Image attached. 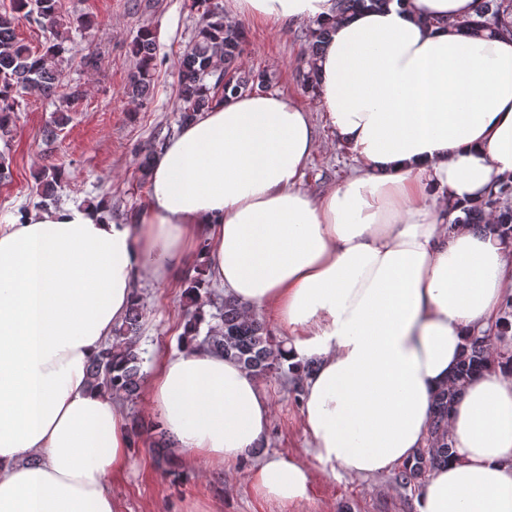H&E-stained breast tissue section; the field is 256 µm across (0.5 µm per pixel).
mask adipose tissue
Listing matches in <instances>:
<instances>
[{
	"label": "adipose tissue",
	"mask_w": 512,
	"mask_h": 512,
	"mask_svg": "<svg viewBox=\"0 0 512 512\" xmlns=\"http://www.w3.org/2000/svg\"><path fill=\"white\" fill-rule=\"evenodd\" d=\"M224 22L320 21L315 94L355 171L315 194L307 111L278 92L228 96L155 153L130 219L27 210L0 225V512H119L128 422L89 365L135 280L164 281L199 244L245 314L288 331L286 364L312 358L301 413L311 450L378 474L425 444L434 393L466 341L512 299V244L465 209L512 176V38L448 27L475 0H390L337 16L335 0H227ZM187 460L234 464L261 447L257 378L185 348L145 383ZM452 455L418 512H512V369L490 360L448 414ZM310 475L276 455L262 497L307 498Z\"/></svg>",
	"instance_id": "adipose-tissue-1"
}]
</instances>
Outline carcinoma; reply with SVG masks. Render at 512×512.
<instances>
[{"label":"carcinoma","mask_w":512,"mask_h":512,"mask_svg":"<svg viewBox=\"0 0 512 512\" xmlns=\"http://www.w3.org/2000/svg\"><path fill=\"white\" fill-rule=\"evenodd\" d=\"M390 0H336L338 15H345L359 8L384 6ZM191 7L202 11V23L193 42L183 52L178 63L176 95L179 103L177 124L183 125L196 119L214 103L224 101L228 94L256 91L265 87V74L258 72L241 75L234 69L244 32L224 25V7L221 0H191ZM33 18L43 29L53 33L55 43L42 53L33 52L17 35L23 19ZM449 26L469 34L486 31L501 36H512V0H477L475 15L456 20ZM71 20L59 11L58 0H13L11 10L0 11V138L11 136L15 112L20 105L22 92L35 89L44 95L56 92L62 79L63 55L66 33ZM136 59L135 70L128 81V95L137 102L151 98L155 61L156 36L152 28L139 29L130 47ZM223 61L224 69L216 71L214 59ZM214 82H207V78ZM81 90L74 88L59 106L52 123L45 127L47 140L57 137V131L70 120L68 103L79 98ZM65 178L64 168L45 165L36 175V190L41 206L57 203L58 188ZM512 197V180L501 182L497 190L479 207L465 210L463 223L479 226L485 213L499 214L500 239L512 240V207L507 204ZM209 281L203 270L186 280L185 298L192 310L187 312L183 333L187 339L203 349L220 353L242 364L257 378H264L274 369L283 366L281 343L274 340L267 327L259 320L243 314L238 302L226 296L217 303L216 312L205 317L197 306L199 298L207 292ZM143 304L135 296L121 324L113 331L112 342L88 369L93 384L116 397L128 401L137 398L144 378V358L136 345L142 329ZM207 331L201 332V325ZM492 338L479 334L469 339L462 349L459 365L448 385L443 386L432 399V416L428 429L427 447L418 449L413 462L404 465L399 474L400 483L407 486L417 481L425 472L448 462V411L470 377L481 371L491 353Z\"/></svg>","instance_id":"carcinoma-1"}]
</instances>
